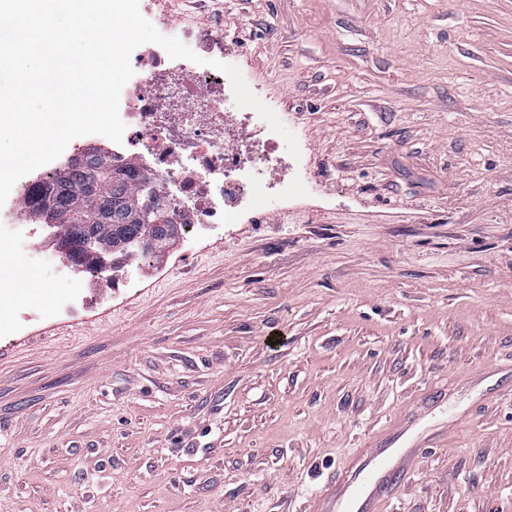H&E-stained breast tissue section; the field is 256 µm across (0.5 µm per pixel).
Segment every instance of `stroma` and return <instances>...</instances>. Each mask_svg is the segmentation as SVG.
<instances>
[{"label":"stroma","instance_id":"1","mask_svg":"<svg viewBox=\"0 0 512 512\" xmlns=\"http://www.w3.org/2000/svg\"><path fill=\"white\" fill-rule=\"evenodd\" d=\"M153 10L223 31L306 179L65 312L54 237L0 241L49 293L0 303V512H313L442 385L384 512H512V0Z\"/></svg>","mask_w":512,"mask_h":512}]
</instances>
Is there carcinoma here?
<instances>
[{"label":"carcinoma","instance_id":"1","mask_svg":"<svg viewBox=\"0 0 512 512\" xmlns=\"http://www.w3.org/2000/svg\"><path fill=\"white\" fill-rule=\"evenodd\" d=\"M85 161L73 162L53 174L51 181L37 188L41 200L53 198L56 204L72 215L62 231L72 237L91 236L96 251L119 259L137 251L138 238L149 231L142 218L144 203L153 195L150 177L131 161L121 166L106 165L100 155L84 153ZM97 172L101 192L110 207L100 219L88 221L92 206L86 194V184L91 172Z\"/></svg>","mask_w":512,"mask_h":512}]
</instances>
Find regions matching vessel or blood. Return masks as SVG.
<instances>
[{
    "label": "vessel or blood",
    "instance_id": "obj_1",
    "mask_svg": "<svg viewBox=\"0 0 512 512\" xmlns=\"http://www.w3.org/2000/svg\"><path fill=\"white\" fill-rule=\"evenodd\" d=\"M434 443L410 439L404 427L391 423L384 437L359 449L341 481L331 483L316 499L317 512H381L398 483L409 481Z\"/></svg>",
    "mask_w": 512,
    "mask_h": 512
}]
</instances>
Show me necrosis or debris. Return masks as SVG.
<instances>
[{
  "label": "necrosis or debris",
  "instance_id": "1",
  "mask_svg": "<svg viewBox=\"0 0 512 512\" xmlns=\"http://www.w3.org/2000/svg\"><path fill=\"white\" fill-rule=\"evenodd\" d=\"M178 38L197 48L202 64L186 81L161 46L133 51L135 74L119 103L126 129L112 146V160L136 158L170 201L171 222L186 231L245 223L294 195L300 163L257 113L239 110L228 77L213 68V61L230 60L223 34L186 28ZM239 126L258 128L260 135L237 147L226 143V129Z\"/></svg>",
  "mask_w": 512,
  "mask_h": 512
}]
</instances>
